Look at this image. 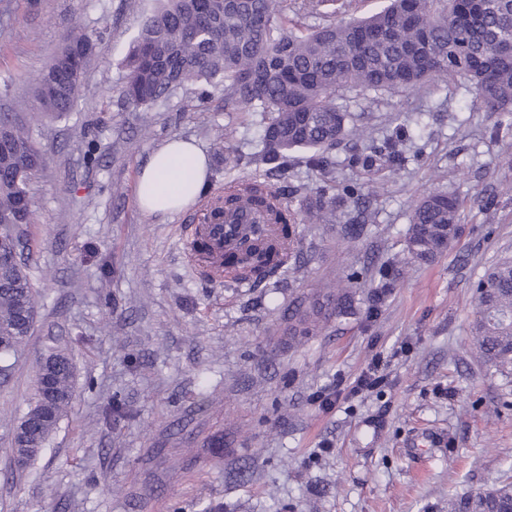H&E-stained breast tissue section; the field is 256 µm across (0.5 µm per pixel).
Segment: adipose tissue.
<instances>
[{"label": "adipose tissue", "instance_id": "ef3b65f1", "mask_svg": "<svg viewBox=\"0 0 512 512\" xmlns=\"http://www.w3.org/2000/svg\"><path fill=\"white\" fill-rule=\"evenodd\" d=\"M208 184L205 155L191 142L173 139L141 170L137 199L149 214H172L195 203Z\"/></svg>", "mask_w": 512, "mask_h": 512}]
</instances>
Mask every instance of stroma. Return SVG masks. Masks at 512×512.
I'll use <instances>...</instances> for the list:
<instances>
[{"instance_id": "obj_1", "label": "stroma", "mask_w": 512, "mask_h": 512, "mask_svg": "<svg viewBox=\"0 0 512 512\" xmlns=\"http://www.w3.org/2000/svg\"><path fill=\"white\" fill-rule=\"evenodd\" d=\"M161 6L0 0V112L46 158L24 249L37 322L0 380V512H446L450 493L512 481V374L470 343L472 282L512 256V127L461 77L338 93L364 133L333 148L336 184L360 188L359 200L335 223L298 222L303 268L287 266L265 288L208 282L185 257L186 227L226 184H275L261 162L237 160L258 152L266 115L190 85L147 111L124 105L126 59ZM76 26L95 43L78 104L38 122L33 79ZM401 129L410 138L394 166L384 150ZM173 137L205 152L208 187L180 212L144 214L138 174ZM435 190L463 201L457 243L434 262H408L373 303L378 268L401 251L417 199ZM361 207L368 228L356 238L348 219ZM355 271V315L291 345L289 304ZM49 345L71 357L76 397L21 472L14 429ZM376 357L386 383L351 395ZM115 395L127 415L108 422ZM427 429L449 447L426 446Z\"/></svg>"}]
</instances>
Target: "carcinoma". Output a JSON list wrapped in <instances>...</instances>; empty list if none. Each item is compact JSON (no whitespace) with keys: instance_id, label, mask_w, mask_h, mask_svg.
Listing matches in <instances>:
<instances>
[{"instance_id":"obj_1","label":"carcinoma","mask_w":512,"mask_h":512,"mask_svg":"<svg viewBox=\"0 0 512 512\" xmlns=\"http://www.w3.org/2000/svg\"><path fill=\"white\" fill-rule=\"evenodd\" d=\"M329 18L314 29L285 26L277 0H164L143 25L126 61L121 94L127 106L147 109L177 86L224 85V101L245 112L269 114L260 160L281 171L299 159L330 178L331 149L347 132V113L334 104L337 92L386 93L424 88L435 80L464 77L487 112L512 125V57L498 48L512 43V0H386L364 18L336 19L339 0H311ZM94 51L92 37L69 31L52 60L34 78L33 112L55 121L72 111ZM45 158L23 125L0 113V371L31 336L20 324L18 301L37 308L24 258L26 225L35 223L30 183ZM267 214L268 228L247 252L224 255L223 274L259 287L289 263L300 262L296 221L305 213L322 223L355 197L348 188L328 195L322 188L296 209L270 188L237 183L204 216L209 224L237 208L242 198ZM463 201L431 191L415 204L405 246L419 263L436 260L459 233ZM471 343L483 361L512 374V257L488 265L477 280ZM356 292L328 286L288 306V336L296 343L321 331L332 317L354 314ZM56 397L50 418L38 423L45 445L67 414L76 393L71 358L50 349ZM447 512H512V483L503 482L448 497Z\"/></svg>"}]
</instances>
